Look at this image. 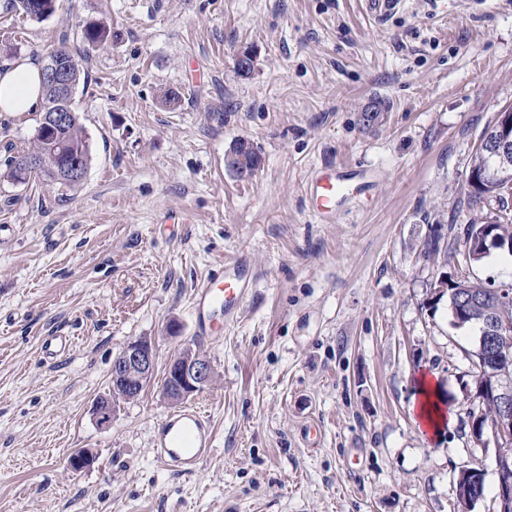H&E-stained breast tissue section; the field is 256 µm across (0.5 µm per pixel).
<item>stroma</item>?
<instances>
[{
    "mask_svg": "<svg viewBox=\"0 0 512 512\" xmlns=\"http://www.w3.org/2000/svg\"><path fill=\"white\" fill-rule=\"evenodd\" d=\"M102 21L112 40L82 42ZM64 38L92 150L82 184L6 178L42 114L0 112V512H455L475 462L473 512H495V450L467 415L474 336L447 302L424 307L453 266L420 251L467 223L473 149L512 104V0H404L380 21L363 0H58L41 21L0 0V67ZM239 139L262 157L248 179L225 163ZM328 166L376 181L325 223L306 188ZM241 255L257 278L237 323L196 341V288ZM59 333L70 352L45 357ZM138 338L157 347L154 378L98 427L112 359ZM186 345L215 371L193 397L214 451L189 474L150 442ZM423 375L452 414L434 434L413 408ZM81 448L93 461L76 471ZM481 464L465 466L457 475L455 482V497L458 512H471L472 507L480 499L478 496L480 478L483 475Z\"/></svg>",
    "mask_w": 512,
    "mask_h": 512,
    "instance_id": "stroma-1",
    "label": "stroma"
}]
</instances>
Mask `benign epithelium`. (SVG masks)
Here are the masks:
<instances>
[{
    "label": "benign epithelium",
    "instance_id": "obj_1",
    "mask_svg": "<svg viewBox=\"0 0 512 512\" xmlns=\"http://www.w3.org/2000/svg\"><path fill=\"white\" fill-rule=\"evenodd\" d=\"M48 77L58 87L63 95H71L73 86L66 73L51 63L47 70ZM493 134L480 139L475 153L478 157L492 154L507 157L512 151V109L505 107L495 113ZM495 178V172L482 161L470 165L466 181V190L471 191L476 186ZM480 250L497 247L512 250V242L503 241L496 233V225L485 224L474 243H467L459 252V258L454 260V271L449 275H441L430 288L425 298L424 306L430 308L447 288H456L471 277V265L475 254L473 246ZM490 298L494 301H509L512 290L507 286H483L480 293L470 292L459 297V302L453 309L456 322L468 318L471 304ZM157 351L155 344L147 339H136L128 342L112 360L111 390L122 393V398L132 400L139 396L142 390L153 379L156 366ZM469 377L471 383L466 385L473 408L470 410V435L474 443L482 448L493 446L500 448L512 440V385L506 382H490L487 380L484 360L471 364ZM214 379V367L210 359L199 351L185 347L180 350L169 364V373L162 384V394L166 400L177 405L199 390L209 386ZM500 404L499 412L485 415L483 404L488 401ZM117 403L110 400L97 401L93 408L96 424L107 427L112 422ZM497 491L495 495L497 512H512V463L501 460L495 455ZM483 475L481 464L463 467L455 482V497L457 512H471L479 500V487Z\"/></svg>",
    "mask_w": 512,
    "mask_h": 512
}]
</instances>
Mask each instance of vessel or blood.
<instances>
[{
	"instance_id": "vessel-or-blood-1",
	"label": "vessel or blood",
	"mask_w": 512,
	"mask_h": 512,
	"mask_svg": "<svg viewBox=\"0 0 512 512\" xmlns=\"http://www.w3.org/2000/svg\"><path fill=\"white\" fill-rule=\"evenodd\" d=\"M357 176V171L343 167L314 179L309 193L317 217L330 219L346 203L361 198L365 186L358 183ZM254 283L250 264L239 257L225 267L223 285L208 282L198 288L194 295L198 338L212 339L217 325L236 323L239 308ZM213 443V424L195 404L164 416L151 435L155 457L167 468L182 472L195 471L212 453Z\"/></svg>"
}]
</instances>
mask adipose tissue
Here are the masks:
<instances>
[{
	"mask_svg": "<svg viewBox=\"0 0 512 512\" xmlns=\"http://www.w3.org/2000/svg\"><path fill=\"white\" fill-rule=\"evenodd\" d=\"M41 65L32 58L0 71V112H31L42 100Z\"/></svg>",
	"mask_w": 512,
	"mask_h": 512,
	"instance_id": "1",
	"label": "adipose tissue"
}]
</instances>
